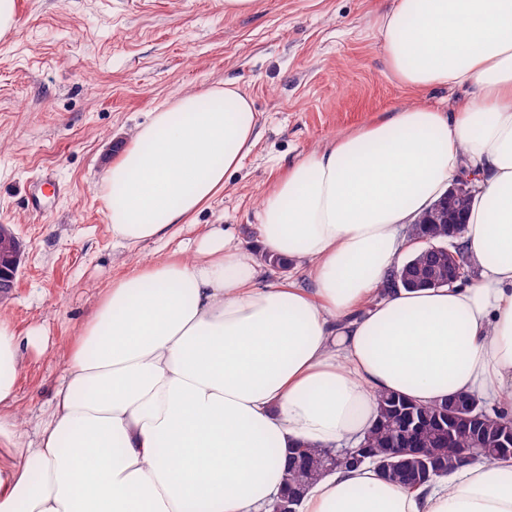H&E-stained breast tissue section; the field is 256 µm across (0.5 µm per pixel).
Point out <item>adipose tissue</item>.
<instances>
[{
    "label": "adipose tissue",
    "instance_id": "ef3b65f1",
    "mask_svg": "<svg viewBox=\"0 0 512 512\" xmlns=\"http://www.w3.org/2000/svg\"><path fill=\"white\" fill-rule=\"evenodd\" d=\"M373 23L400 86L471 94L399 105L306 152L262 198L256 248L214 226L167 249L256 146L249 95L228 80L136 127L100 193L117 246L157 249L100 294L34 442L14 404L43 333L0 316V512H271L288 447L359 442L381 394H470L512 416V0H393ZM467 162L459 240L476 278L383 293ZM262 252L305 282L268 280ZM298 512H512V457L416 490L343 467Z\"/></svg>",
    "mask_w": 512,
    "mask_h": 512
}]
</instances>
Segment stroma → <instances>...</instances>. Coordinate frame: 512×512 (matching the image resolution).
Wrapping results in <instances>:
<instances>
[{
    "label": "stroma",
    "mask_w": 512,
    "mask_h": 512,
    "mask_svg": "<svg viewBox=\"0 0 512 512\" xmlns=\"http://www.w3.org/2000/svg\"><path fill=\"white\" fill-rule=\"evenodd\" d=\"M390 0H15L0 40V224L23 249L0 315L42 328L48 352H23L15 408L36 435L74 338L99 292L153 245L112 241L99 186L155 107L236 81L259 114V140L178 240L207 225L250 243L259 203L306 151L415 101L387 72L370 26Z\"/></svg>",
    "instance_id": "1"
}]
</instances>
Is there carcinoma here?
<instances>
[{
    "instance_id": "cac0c4a2",
    "label": "carcinoma",
    "mask_w": 512,
    "mask_h": 512,
    "mask_svg": "<svg viewBox=\"0 0 512 512\" xmlns=\"http://www.w3.org/2000/svg\"><path fill=\"white\" fill-rule=\"evenodd\" d=\"M414 239H425L432 243L434 252L425 250L410 256L402 265L394 268L387 277L388 288H426L448 285V270L459 268L465 275L472 273L465 252L459 244L448 240V225L434 224L428 233L416 224L410 230ZM447 409V404L427 406L409 401L400 394L379 396L377 421L363 438V443L373 454L388 457L397 431L411 422H419L417 447L419 454L406 457L401 465H392L382 474L391 483L411 488L422 487L430 479L426 473L438 469L446 473L462 458V451L474 445L475 437L482 438L491 452L499 445L503 434L512 429V418L503 414H488L484 420L474 422L469 417H453L441 426L427 422V418ZM286 482L290 490L306 489L320 477L326 475L324 467H304L294 463V457L285 459Z\"/></svg>"
}]
</instances>
